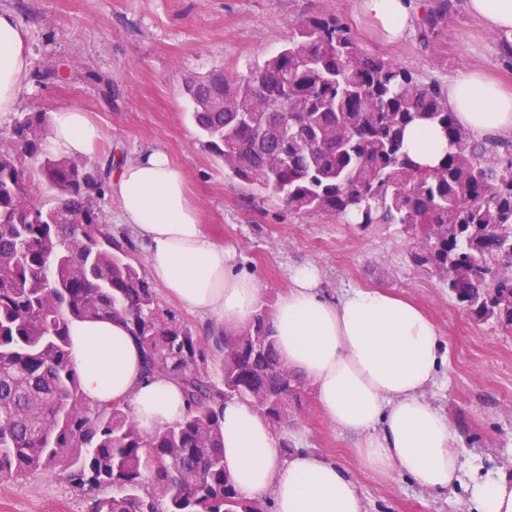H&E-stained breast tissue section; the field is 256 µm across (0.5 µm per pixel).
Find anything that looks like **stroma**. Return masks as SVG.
<instances>
[{
	"mask_svg": "<svg viewBox=\"0 0 512 512\" xmlns=\"http://www.w3.org/2000/svg\"><path fill=\"white\" fill-rule=\"evenodd\" d=\"M357 0H0L29 33L32 81L18 111L82 108L103 139L93 162H127L165 149L185 179L207 235L235 253L239 270L264 284L273 306L292 268L318 267L321 288L338 299L352 288H384L416 302L449 345L448 362L427 397L458 425V450L474 472L512 478V332L474 322L436 279L409 260L401 226L362 229L322 214L289 210L241 183L203 143L190 118L187 81L215 70L246 73L276 53L292 19L324 14L347 23L360 46L397 61L421 79L447 82L463 67L512 87V59L502 37L455 8L437 36L412 33L386 42ZM286 434L290 448L334 461L355 481L366 512H471L463 490L434 493L399 475L389 481L357 465V439L330 423L312 386ZM90 498L37 471L0 479V512H90Z\"/></svg>",
	"mask_w": 512,
	"mask_h": 512,
	"instance_id": "35a3bbf8",
	"label": "stroma"
}]
</instances>
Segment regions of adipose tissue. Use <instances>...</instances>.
Listing matches in <instances>:
<instances>
[{
  "label": "adipose tissue",
  "mask_w": 512,
  "mask_h": 512,
  "mask_svg": "<svg viewBox=\"0 0 512 512\" xmlns=\"http://www.w3.org/2000/svg\"><path fill=\"white\" fill-rule=\"evenodd\" d=\"M389 40L408 36L416 0H359ZM468 15L512 44V0H464ZM31 76L28 32L0 10V120L12 116ZM449 111L480 137H512V89L462 70L444 86ZM102 137L78 106L53 114L47 140L53 153L91 155ZM404 146L432 166L448 140L436 126L408 128ZM123 223L147 247L151 278L192 312L227 329L255 317L263 283L237 270L233 255L208 237L190 204L181 172L160 148L118 165L108 183ZM289 288L274 308L281 360L312 384L328 419L357 435L359 467L381 479L401 474L417 486L444 493L464 489L474 512H512V480L469 474L458 452L460 432L425 394L436 384L448 349L430 318L414 303L383 289L353 288L328 300L312 265L291 270ZM70 354L85 396L96 404H128L145 431L172 424L187 405L166 377H141V348L117 319L70 325ZM224 466L238 493L270 499L273 512H366L344 468L298 448L283 454L281 437L247 403H224Z\"/></svg>",
  "instance_id": "adipose-tissue-1"
}]
</instances>
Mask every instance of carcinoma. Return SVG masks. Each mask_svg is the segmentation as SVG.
<instances>
[{
  "label": "carcinoma",
  "mask_w": 512,
  "mask_h": 512,
  "mask_svg": "<svg viewBox=\"0 0 512 512\" xmlns=\"http://www.w3.org/2000/svg\"><path fill=\"white\" fill-rule=\"evenodd\" d=\"M454 10L438 0L423 38ZM275 55L232 78L186 86L205 146L233 176L289 209L367 229L399 224L410 259L476 322L512 329V144L476 140L448 111L443 86L366 53L335 17L292 20ZM439 126L450 151L433 168L404 148L405 130ZM47 113L27 112L0 147V477L59 476L90 512H268L241 498L224 469L223 403L290 419L304 382L277 353L273 311L238 330L193 335L160 307L112 237L98 200L109 168L45 151ZM123 318L144 349V375L182 389L183 417L143 431L119 403L84 395L70 321Z\"/></svg>",
  "instance_id": "carcinoma-1"
}]
</instances>
